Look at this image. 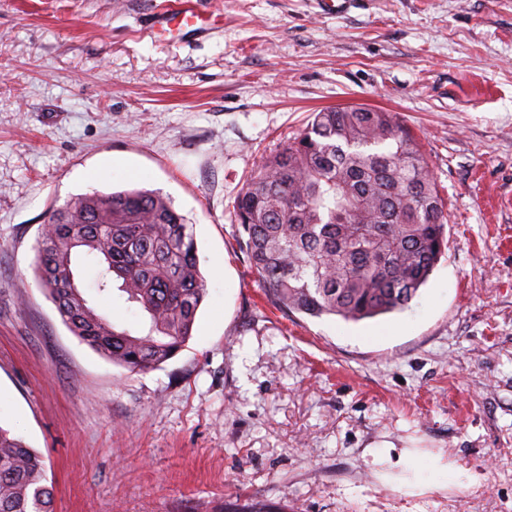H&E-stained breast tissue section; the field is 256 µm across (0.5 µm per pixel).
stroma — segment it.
Returning <instances> with one entry per match:
<instances>
[{"instance_id":"35a3bbf8","label":"stroma","mask_w":512,"mask_h":512,"mask_svg":"<svg viewBox=\"0 0 512 512\" xmlns=\"http://www.w3.org/2000/svg\"><path fill=\"white\" fill-rule=\"evenodd\" d=\"M162 0H0V426L42 453L54 512H512V0H197L217 28L143 31ZM396 116L448 204V250L375 319L277 308L232 202L313 113ZM159 190L208 294L134 373L35 284L81 194ZM90 302L122 327L143 315Z\"/></svg>"}]
</instances>
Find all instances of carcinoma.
Returning <instances> with one entry per match:
<instances>
[{"mask_svg":"<svg viewBox=\"0 0 512 512\" xmlns=\"http://www.w3.org/2000/svg\"><path fill=\"white\" fill-rule=\"evenodd\" d=\"M238 238L275 302L357 322L407 308L448 244L446 203L420 145L389 112L339 107L264 157L237 192ZM97 292L147 318L120 328L70 287L77 253ZM37 283L82 341L131 372L155 369L193 337L207 296L186 216L157 190L80 195L52 210L35 248ZM43 458L0 427V512H53Z\"/></svg>","mask_w":512,"mask_h":512,"instance_id":"carcinoma-1","label":"carcinoma"}]
</instances>
